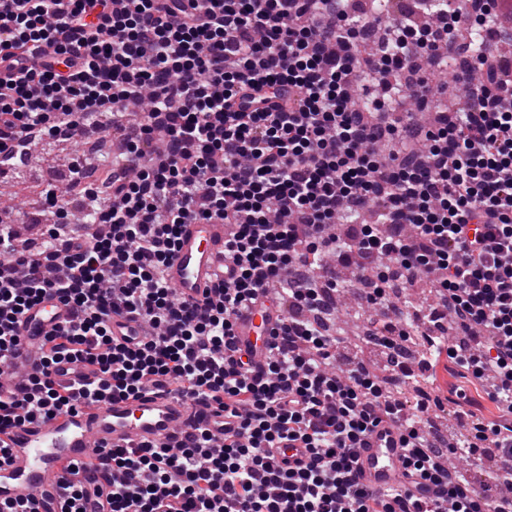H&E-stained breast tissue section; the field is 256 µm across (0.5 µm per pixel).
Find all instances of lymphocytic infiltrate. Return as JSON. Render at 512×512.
Wrapping results in <instances>:
<instances>
[{
  "label": "lymphocytic infiltrate",
  "instance_id": "lymphocytic-infiltrate-1",
  "mask_svg": "<svg viewBox=\"0 0 512 512\" xmlns=\"http://www.w3.org/2000/svg\"><path fill=\"white\" fill-rule=\"evenodd\" d=\"M501 0H410L387 13L374 59L355 46L368 18L349 0H0V165L12 145L74 141L88 126L123 145L107 179L71 168L93 235L53 225L21 247L0 225V375L20 350L25 308L55 296L73 317L41 342V369L0 399V432L144 386L222 411L224 438L97 452L113 474L98 512H505L471 494L453 457L488 456L512 490V58L497 52ZM480 27L481 48L459 39ZM452 61L469 105L427 131L403 98L427 103L424 64ZM372 83L371 111L355 90ZM375 210L378 222L361 221ZM232 226L215 298L181 300L165 268L182 225ZM353 271L367 335L408 343L398 285L433 278L431 349L472 380H494L496 414L447 443L388 391L329 319ZM267 301L281 318L260 368L237 345L239 312ZM116 315L147 334L114 338ZM92 377L56 386L53 370ZM402 435L394 491L359 482L380 425ZM304 448L305 463L278 459Z\"/></svg>",
  "mask_w": 512,
  "mask_h": 512
}]
</instances>
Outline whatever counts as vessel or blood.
<instances>
[{"mask_svg":"<svg viewBox=\"0 0 512 512\" xmlns=\"http://www.w3.org/2000/svg\"><path fill=\"white\" fill-rule=\"evenodd\" d=\"M227 233V226L217 222L182 226L166 267L167 279L181 299L195 304L212 296ZM276 317L274 310L255 308L237 324L238 345L252 366L266 360L265 341ZM70 318L68 308L51 296L20 316L17 331L24 345L17 363L24 374L34 373L40 364L32 342ZM200 426L223 437L224 416L205 405L149 390L135 399L85 404L46 421L23 423L0 433V446L9 451L7 462L0 464V499L28 500L36 512H58L62 483L75 471L93 476L97 449L170 442ZM400 454L398 432L377 429L360 452L361 483L378 491L397 486Z\"/></svg>","mask_w":512,"mask_h":512,"instance_id":"obj_1","label":"vessel or blood"}]
</instances>
